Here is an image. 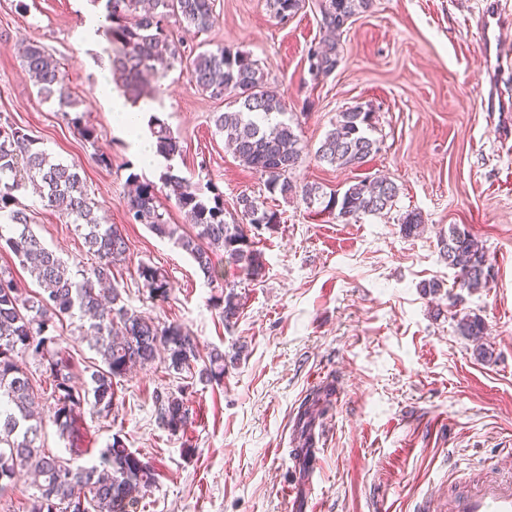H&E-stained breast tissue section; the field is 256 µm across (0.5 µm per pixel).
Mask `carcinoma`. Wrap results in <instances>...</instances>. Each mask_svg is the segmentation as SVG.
<instances>
[{
	"label": "carcinoma",
	"instance_id": "cac0c4a2",
	"mask_svg": "<svg viewBox=\"0 0 512 512\" xmlns=\"http://www.w3.org/2000/svg\"><path fill=\"white\" fill-rule=\"evenodd\" d=\"M100 1L110 22L106 33L112 77L132 100L157 98L160 86L149 78L160 79L156 63L167 52L172 61L185 65L198 92L225 102L224 111L214 115L216 130L224 134L235 159L264 177L269 193L284 199L299 197L314 214H327L345 223L394 208L399 188L388 179L364 178L342 192H328L319 183L299 184L291 177L305 146L295 133L284 96L268 83L250 54L218 47L184 56L170 42L169 19L207 31L216 20V0H93ZM269 4L276 17L286 20L295 16L302 0H269ZM368 5L369 0H319L321 22L331 36L308 52L309 71L315 78L334 72L343 28ZM21 57L44 98L55 96L61 111H76L79 100L50 53L30 43ZM71 123L84 140L93 143L98 138L84 115H75ZM372 128V112L358 105L346 109L321 141L315 158L335 167L361 166L377 150L376 140L367 135ZM151 130L158 153L168 160L179 153V142L164 120L154 117ZM161 181L165 196L186 214L193 232L168 223L159 212L155 185L135 174L128 177L130 219L148 225L151 232L172 241L193 259L207 284L220 288L211 302L230 324L239 317L240 299L234 286L224 282L216 257L224 254L254 280L263 277V255L248 239L246 226L263 224L273 232L281 216L242 194L236 199L241 220L229 222L223 195H204L201 186L171 168ZM28 184L38 187L45 206L59 208L71 219L87 252L94 256V264L88 268L71 264L36 236L32 218L18 198ZM97 211L98 205L75 167L34 147L26 129L7 118L0 121V220H6L0 225V243H5L41 288L40 293L25 296L12 273L0 270V496L14 486L18 475H34L37 492L28 512H136L156 473L120 436H112L97 461L79 464L77 458L85 449H69V459L53 455L44 448L43 431L50 423L60 438L73 441L84 407L98 415L109 414L116 399V381L134 366H148L161 357L179 372L197 360V342L182 324L157 323L123 303L112 278L115 265L125 259L128 244L117 225L99 222ZM6 225L12 227L8 235L3 233ZM440 244L448 267L456 271L454 287L470 290L486 280V251L476 238L451 226ZM137 272L152 299L163 302L169 298L171 286L164 269L143 263ZM76 313L92 320L91 348L101 358V365L90 375L88 389L75 386L71 357L55 335L56 322ZM457 330L478 340L485 324L480 317L467 315L458 321ZM29 350L47 363L49 370L46 394L53 406L46 420L34 413L38 394L17 360L19 352ZM198 375L201 380L223 376L224 353L214 350ZM156 399L159 424L173 435L184 431L190 420L184 397L160 393Z\"/></svg>",
	"mask_w": 512,
	"mask_h": 512
}]
</instances>
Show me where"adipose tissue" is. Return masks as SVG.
Wrapping results in <instances>:
<instances>
[{"label":"adipose tissue","mask_w":512,"mask_h":512,"mask_svg":"<svg viewBox=\"0 0 512 512\" xmlns=\"http://www.w3.org/2000/svg\"><path fill=\"white\" fill-rule=\"evenodd\" d=\"M97 90L112 111V127L131 143L136 155L149 168L161 166L162 156L157 155L154 139L149 131V120L157 111L155 101L142 99L130 102L114 91L112 74L100 70L97 74Z\"/></svg>","instance_id":"1"}]
</instances>
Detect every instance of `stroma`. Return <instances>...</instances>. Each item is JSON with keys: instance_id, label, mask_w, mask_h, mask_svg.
Returning a JSON list of instances; mask_svg holds the SVG:
<instances>
[{"instance_id": "stroma-1", "label": "stroma", "mask_w": 512, "mask_h": 512, "mask_svg": "<svg viewBox=\"0 0 512 512\" xmlns=\"http://www.w3.org/2000/svg\"><path fill=\"white\" fill-rule=\"evenodd\" d=\"M486 0H371L341 37V61L326 78L308 70L310 46L322 35L318 0L293 18L275 17L268 0H217V19L194 33L171 23L185 50L219 46L250 53L282 93L300 124L309 154L296 169L300 183L339 189L383 175L399 187L387 214L343 223L310 214L299 200L270 194L263 179L224 147L213 116L224 103L197 92L180 65L160 80L159 116L182 146L178 174L210 184L235 213L246 194L279 211L276 232L254 238L265 274L249 279L224 267L236 283L240 315L225 324L192 259L146 225L127 219L129 175L159 182L112 130L99 100L96 71L106 51L79 33L91 0H0V114L27 129L37 148L76 165L104 223L127 239L113 270L127 306L160 323L185 325L200 357L224 353V375L206 382L168 369L163 360L122 378L108 416L83 411L80 445L89 458L120 434L149 461L156 483L137 512H290L291 417L317 377L332 380L324 412L325 446L316 462L315 512H414L425 497L445 503L449 470L465 477L512 448V114L484 107L476 19ZM44 46L61 63L79 109L98 130L87 142L40 97L19 53ZM360 105L375 114L378 149L358 167L314 160L340 112ZM110 157L100 166L97 154ZM20 201L34 233L68 261L91 265L83 239L61 212L27 191ZM423 223L405 235L406 213ZM457 225L486 249L489 276L473 291L456 292L455 271L440 250ZM167 271L170 297L149 298L137 269ZM441 282L439 294L422 285ZM466 315L487 327L481 342L458 334ZM89 323L65 317L58 326L73 357L78 385H89L98 357ZM493 352L481 360L477 345ZM183 393L192 414L186 432L170 434L156 419L157 394Z\"/></svg>"}]
</instances>
